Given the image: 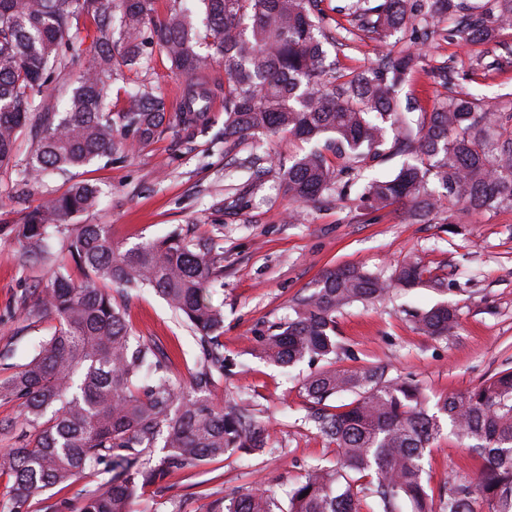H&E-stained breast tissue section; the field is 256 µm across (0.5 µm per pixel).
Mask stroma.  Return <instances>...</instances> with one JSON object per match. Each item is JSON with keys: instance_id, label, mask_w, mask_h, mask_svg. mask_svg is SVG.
<instances>
[{"instance_id": "obj_1", "label": "stroma", "mask_w": 512, "mask_h": 512, "mask_svg": "<svg viewBox=\"0 0 512 512\" xmlns=\"http://www.w3.org/2000/svg\"><path fill=\"white\" fill-rule=\"evenodd\" d=\"M339 2L323 4L322 26L339 42L329 57L341 71L365 67L382 45L345 31L346 18L335 11ZM94 33L93 19H81L73 32L79 56L48 84L47 105L68 98L90 55ZM424 51L429 68L414 74L401 91L402 99L414 106L413 123L428 121L452 89L499 105L512 103V28L500 30L486 45L456 35L438 36ZM441 64L448 67L445 86L430 72ZM209 77L215 94L207 134L191 138L171 130L134 152L74 169L70 177L49 176L30 185L32 207L61 195L73 181L97 186L98 207L72 221L109 225L120 246L182 230L219 238L224 247L223 284L209 289L208 296L224 312L220 340L234 366L212 398L221 405L247 400L253 423L263 431L270 450L227 455L168 474L141 492L136 512H194L260 479L269 482L282 501L310 466L335 465V445L307 420L309 402L301 383L313 365L304 361L278 366L253 353L257 338L286 323L295 301L310 294L326 270L359 265L389 275L401 263L418 259L431 279H442L448 286L444 293L430 282L395 287L382 301L345 306L336 316L342 347L338 367H386L390 376L417 383L432 404L512 368V208L486 211L459 203L441 208L428 223L409 224L406 205L363 209L353 186L343 197L309 205L303 223H289L294 202L278 181L255 176L251 160L259 153L266 166L287 162L299 152V142L281 133L267 138L259 151L248 141L225 147L223 64L212 63ZM187 83L156 49L148 63L124 70L122 80L113 84L112 107L122 108L125 89L144 84L164 96L169 112L176 113ZM15 183L13 170L1 168L0 380L27 363L35 343L56 325L52 316L37 310V294L52 274L51 265L29 264L5 230L23 218L10 199ZM452 224L457 232H449ZM443 301L457 310L456 335L445 339L421 334L413 313ZM124 311L130 330L167 352L174 379L187 383L201 358L192 330L151 290L134 293ZM471 467L469 449L445 433L425 453V479L435 491Z\"/></svg>"}]
</instances>
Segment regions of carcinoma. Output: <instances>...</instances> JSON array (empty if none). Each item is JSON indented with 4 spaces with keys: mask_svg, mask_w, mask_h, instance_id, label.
Masks as SVG:
<instances>
[{
    "mask_svg": "<svg viewBox=\"0 0 512 512\" xmlns=\"http://www.w3.org/2000/svg\"><path fill=\"white\" fill-rule=\"evenodd\" d=\"M173 0L169 17L154 18L156 0H0V167L18 176L15 203H26L31 179L66 174L93 160L112 159L150 143L171 128L164 99L144 87L126 108L108 107L105 75L140 60L144 49H162L172 68L193 78L211 61L224 64V143L288 133L307 148L263 170L274 173L300 205L345 193L370 162L390 150L405 157L387 178L369 181L360 205L377 211L409 203L407 219L428 221L439 202L512 208V112L494 109L471 94H451L413 126L400 90L425 60L417 45L445 25L471 43H488L512 25V0H487L478 13L458 15L456 0H364L346 14L369 37L409 35L395 52L366 69L334 72L325 64L323 0ZM96 24L91 63L61 111L41 106L48 83L72 60V29L81 17ZM206 41L212 53L198 51ZM212 94L191 86L177 126L189 135L210 125ZM35 133L30 154L14 160L24 130ZM393 132L386 147L387 132ZM100 197L90 183L75 182L45 208L26 212L11 227L28 261L45 264L66 220L93 208ZM68 262L42 288L44 307L57 325L35 347L31 360L0 382V402L17 405L25 444L0 455L12 477L14 512L55 487L86 473L108 474L82 494L77 506L60 500L45 512H133L138 491L171 472L236 451L265 452L267 442L247 408L226 409L211 395L224 377V313L206 289L224 278V247L214 238L172 232L128 248L114 244L106 224H80L70 235ZM81 272V279L72 271ZM425 269L405 262L384 277L357 266L326 272L297 300L294 316L267 336L256 352L280 366L326 361L301 385L316 430L338 449L334 467H310L288 490V508L270 486L259 485L213 502L205 512H512V368L479 387L449 395L429 413L421 388L392 378L381 366L336 369L340 349L336 313L352 302L382 300L390 288H413ZM149 288L197 335L203 362L188 385L173 380L170 358L133 335L119 299ZM426 336L448 337L458 327L456 308L437 305L414 315ZM355 399L332 412L327 401ZM471 450L476 477L452 480L438 496L423 478L425 449L442 432ZM161 447L153 463L147 453ZM373 497L362 509L356 487ZM308 495H303V492Z\"/></svg>",
    "mask_w": 512,
    "mask_h": 512,
    "instance_id": "cac0c4a2",
    "label": "carcinoma"
}]
</instances>
